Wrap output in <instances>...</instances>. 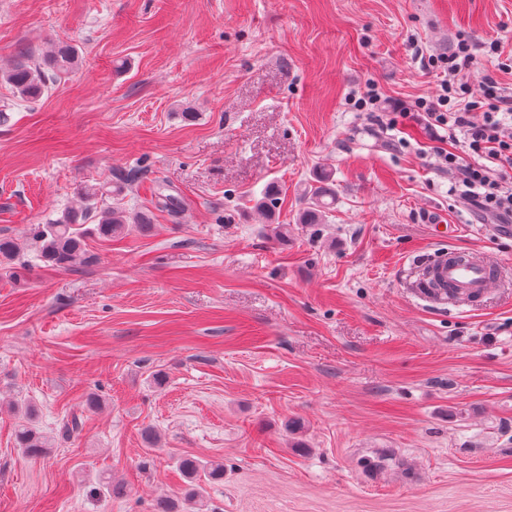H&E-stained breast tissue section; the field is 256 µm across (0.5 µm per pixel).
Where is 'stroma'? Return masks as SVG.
Returning <instances> with one entry per match:
<instances>
[{"instance_id":"35a3bbf8","label":"stroma","mask_w":512,"mask_h":512,"mask_svg":"<svg viewBox=\"0 0 512 512\" xmlns=\"http://www.w3.org/2000/svg\"><path fill=\"white\" fill-rule=\"evenodd\" d=\"M462 34L471 99L512 88L485 47L512 54V0H0V67L79 53L37 104L0 81V236L129 169L152 222L76 273L0 267V512H153L185 455L224 464L204 512H512V235L449 195L447 130L393 110ZM324 170L336 205L298 223ZM451 246L498 276L448 310L412 267ZM109 474L122 493L91 495ZM15 440L18 448H23L27 453L39 455L45 448H49V437L31 423L19 425Z\"/></svg>"}]
</instances>
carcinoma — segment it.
Listing matches in <instances>:
<instances>
[{
    "mask_svg": "<svg viewBox=\"0 0 512 512\" xmlns=\"http://www.w3.org/2000/svg\"><path fill=\"white\" fill-rule=\"evenodd\" d=\"M77 49L71 44L55 43L38 59L25 54L16 57L10 67L0 71V79L12 86L21 101H39L50 85L61 76L74 71L77 63ZM136 179L134 171L116 176L119 184L109 190L101 185L87 184L79 193L81 205L68 209L44 224H33L30 236L36 244V259L43 266L71 271L88 266L95 256L87 248V240L97 238L110 240L136 229L144 231L150 220L143 213H131L119 204H106L109 194H121L124 188ZM331 174L318 177L319 185L309 191V206L300 216L302 224H321L336 202V194L328 188ZM21 248L18 242L8 236L0 237V265L15 261ZM16 444L32 455H39L49 447V437L34 425L26 422L19 425L15 435ZM180 469L189 479V488L183 500L163 499L159 501V512H202L203 489L201 477L218 479L224 475V465H207L193 457H184Z\"/></svg>",
    "mask_w": 512,
    "mask_h": 512,
    "instance_id": "cac0c4a2",
    "label": "carcinoma"
}]
</instances>
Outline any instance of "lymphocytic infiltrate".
I'll use <instances>...</instances> for the list:
<instances>
[{"label":"lymphocytic infiltrate","mask_w":512,"mask_h":512,"mask_svg":"<svg viewBox=\"0 0 512 512\" xmlns=\"http://www.w3.org/2000/svg\"><path fill=\"white\" fill-rule=\"evenodd\" d=\"M475 61L474 45L465 36L451 52L432 57L436 89L430 96L418 98L414 106L437 126L463 130V147L441 151L439 159L455 175V189L461 196L486 216L511 224L512 128L502 115L512 111V92L486 75L482 78L483 100H469L468 80Z\"/></svg>","instance_id":"lymphocytic-infiltrate-1"}]
</instances>
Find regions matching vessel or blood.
Segmentation results:
<instances>
[{
	"mask_svg": "<svg viewBox=\"0 0 512 512\" xmlns=\"http://www.w3.org/2000/svg\"><path fill=\"white\" fill-rule=\"evenodd\" d=\"M429 271L440 284L429 299L440 305L473 302L492 284V269L487 262L465 251L451 250L432 257Z\"/></svg>",
	"mask_w": 512,
	"mask_h": 512,
	"instance_id": "obj_1",
	"label": "vessel or blood"
}]
</instances>
